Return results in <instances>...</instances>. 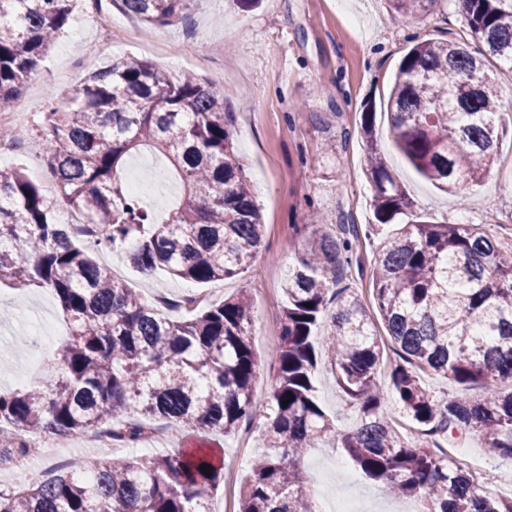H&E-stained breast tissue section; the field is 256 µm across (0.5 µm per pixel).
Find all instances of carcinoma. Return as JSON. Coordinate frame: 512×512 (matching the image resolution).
Here are the masks:
<instances>
[{
    "label": "carcinoma",
    "mask_w": 512,
    "mask_h": 512,
    "mask_svg": "<svg viewBox=\"0 0 512 512\" xmlns=\"http://www.w3.org/2000/svg\"><path fill=\"white\" fill-rule=\"evenodd\" d=\"M75 2L0 0V112L64 33ZM120 2L154 27L186 7V0ZM391 2V20L404 22L423 0ZM460 8L471 40L413 45L387 109L403 159L440 190L464 197L496 163L508 132L496 71H512V0H460ZM360 130L370 229L380 235L372 280L379 317L336 288L341 267L352 264L355 225L312 233L284 282L279 380L266 399L253 390L246 292L173 317L94 259L110 250L143 273L199 284L244 271L262 247L264 224L236 150L230 93L194 75L173 78L146 60L115 59L91 72L69 103H49L31 128L0 133L11 142L39 133L61 197L99 230L81 236L23 169L0 171V281L51 292L70 327L52 380L0 393V470L33 452L32 435L105 431L129 446L143 441L147 422L164 419L231 436L265 408L238 512H317L303 459L321 442L394 496L423 498L424 512H512V497L490 495L442 448L449 435L476 433L490 456L512 459V259L482 225L440 224L414 210L378 147L370 103ZM143 147L164 152L184 184L162 224L118 177ZM379 323L395 354L386 385L378 378ZM323 360L356 414L345 434L316 398ZM423 372L460 387L480 384L484 396L436 395ZM390 397L418 426L417 438L392 425ZM86 469L55 471L21 491L0 489V512H212L224 459L201 445L156 457H115L103 448Z\"/></svg>",
    "instance_id": "carcinoma-1"
}]
</instances>
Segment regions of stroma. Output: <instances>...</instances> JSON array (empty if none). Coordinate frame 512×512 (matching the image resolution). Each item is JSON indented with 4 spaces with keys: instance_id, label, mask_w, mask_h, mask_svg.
Instances as JSON below:
<instances>
[{
    "instance_id": "1",
    "label": "stroma",
    "mask_w": 512,
    "mask_h": 512,
    "mask_svg": "<svg viewBox=\"0 0 512 512\" xmlns=\"http://www.w3.org/2000/svg\"><path fill=\"white\" fill-rule=\"evenodd\" d=\"M387 0H189L182 18L152 28L109 5L107 22L78 5L83 38L64 33L43 58L10 111L13 126H29L50 94L73 92L92 71L114 58L143 59L172 76L194 73L229 91L239 131V154L260 193L265 224L263 247L238 276L222 289L199 287L205 304L245 291L254 301L251 341L258 357L253 389L266 396L275 385L285 273L305 235L294 225L320 216L326 224L357 225L352 243L355 265L342 284L376 312L371 271L379 239L369 231L375 218L371 187L365 176L366 148L357 123L364 100L385 98L396 66L407 49L428 38L463 36L462 17L450 0H428L401 27L388 21ZM393 176L404 184L419 212L438 222L480 224L512 257V139L499 144L500 161L467 197L446 195L417 176L395 151L384 146ZM21 168L60 201L56 183L42 159L39 137L27 138L13 155L0 157V170ZM106 265L145 302L155 295L174 296L187 281L164 273L143 277L120 254L101 252ZM0 390H19L31 355L52 366L60 347L29 333L32 323L62 322L57 301L38 289H15L0 283ZM316 389L321 405L338 431L349 430L355 416L343 403L334 376L319 364ZM257 427L235 435L203 434L221 451L224 474L215 493V512H236L240 489L256 452ZM450 455L485 480L495 496L512 495V461L490 458L475 434L456 441ZM310 482H321L315 494L318 512H331L338 500H352L359 512H384L393 497L383 484L367 479L336 448L323 445L305 458Z\"/></svg>"
}]
</instances>
